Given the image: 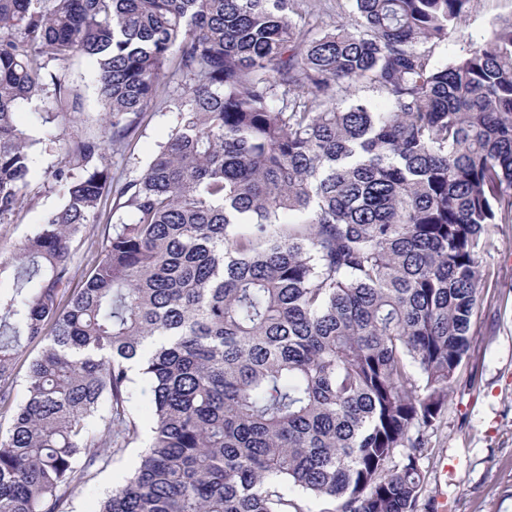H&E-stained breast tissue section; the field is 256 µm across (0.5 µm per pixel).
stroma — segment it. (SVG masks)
<instances>
[{"label":"stroma","mask_w":512,"mask_h":512,"mask_svg":"<svg viewBox=\"0 0 512 512\" xmlns=\"http://www.w3.org/2000/svg\"><path fill=\"white\" fill-rule=\"evenodd\" d=\"M510 20L512 0H473L455 38L435 47L434 64H447L469 40L486 37L494 26ZM67 79L81 102L76 122L49 117L40 100L19 109L18 120L35 144L26 197L11 222L0 224V260L12 257L45 217L61 208L63 197L58 188L48 187L46 173L60 161L66 144L101 133L103 107L91 63L75 59ZM185 89L184 81H171L165 96L136 117L125 147L106 149L104 163L116 187L144 174L177 123L175 99ZM484 264L470 349L447 407L427 432L419 459L425 484L414 512H512V224L501 225ZM128 410L138 423V439L113 450L109 464L71 493L65 512H97L105 493L137 466L150 438L152 396L147 380L132 383Z\"/></svg>","instance_id":"stroma-1"}]
</instances>
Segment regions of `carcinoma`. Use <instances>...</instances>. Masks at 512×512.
I'll return each instance as SVG.
<instances>
[{
	"instance_id": "cac0c4a2",
	"label": "carcinoma",
	"mask_w": 512,
	"mask_h": 512,
	"mask_svg": "<svg viewBox=\"0 0 512 512\" xmlns=\"http://www.w3.org/2000/svg\"><path fill=\"white\" fill-rule=\"evenodd\" d=\"M471 2L352 0L324 31L321 0H0V224L28 185L20 106L49 84L68 98L78 56L104 106L102 139L50 171L62 207L0 262V512H61L138 438L135 367L151 442L99 512H414L482 255L512 223V22L431 60ZM173 57L177 124L73 289V244L112 191L103 150ZM24 339L44 348L16 404Z\"/></svg>"
}]
</instances>
